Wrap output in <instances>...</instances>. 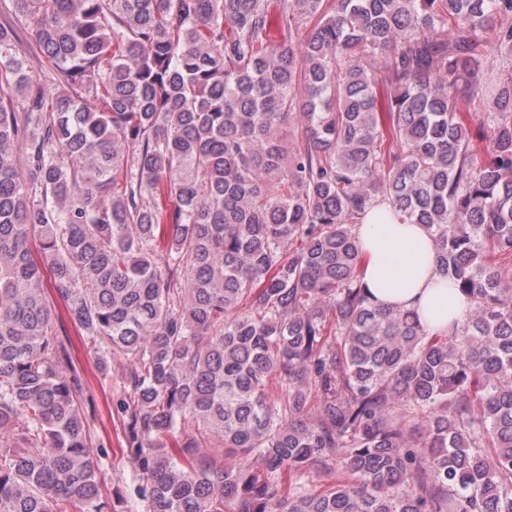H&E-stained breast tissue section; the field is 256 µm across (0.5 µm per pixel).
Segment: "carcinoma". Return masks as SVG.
Masks as SVG:
<instances>
[{"instance_id": "cac0c4a2", "label": "carcinoma", "mask_w": 512, "mask_h": 512, "mask_svg": "<svg viewBox=\"0 0 512 512\" xmlns=\"http://www.w3.org/2000/svg\"><path fill=\"white\" fill-rule=\"evenodd\" d=\"M1 14L0 512H512V76L482 112L474 79L512 0ZM379 201L469 299L452 332L371 302ZM65 318L126 365L125 492Z\"/></svg>"}]
</instances>
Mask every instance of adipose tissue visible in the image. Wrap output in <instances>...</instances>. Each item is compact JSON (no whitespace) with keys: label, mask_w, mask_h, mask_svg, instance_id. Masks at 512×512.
<instances>
[{"label":"adipose tissue","mask_w":512,"mask_h":512,"mask_svg":"<svg viewBox=\"0 0 512 512\" xmlns=\"http://www.w3.org/2000/svg\"><path fill=\"white\" fill-rule=\"evenodd\" d=\"M358 240L374 304L415 311L440 334L463 321L469 301L440 274L433 240L423 225L396 223L390 205L380 202L368 210Z\"/></svg>","instance_id":"1"}]
</instances>
